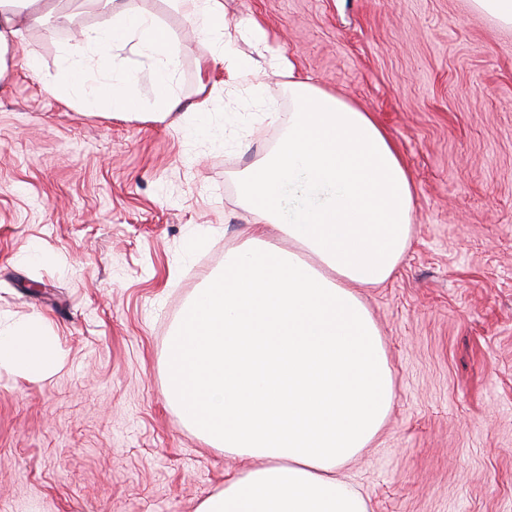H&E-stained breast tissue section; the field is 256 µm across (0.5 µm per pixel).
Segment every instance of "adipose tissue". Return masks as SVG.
<instances>
[{
    "label": "adipose tissue",
    "instance_id": "obj_1",
    "mask_svg": "<svg viewBox=\"0 0 512 512\" xmlns=\"http://www.w3.org/2000/svg\"><path fill=\"white\" fill-rule=\"evenodd\" d=\"M36 0H0V52L38 21ZM104 27L81 32L98 50L137 37L157 57L151 85L159 112L179 111L177 48L149 15L104 0ZM217 42L231 78L261 93L290 70L237 55L223 0H175ZM54 85L90 107L136 114L130 80L78 66ZM283 138L246 169L239 191L254 215L245 247L229 250L224 272L193 300L171 338L167 392L185 420L216 448L261 459L225 480L198 512H367L340 472L374 438L393 391L378 329L356 289L390 279L411 233L414 191L385 131L366 112L304 82ZM274 228L287 247L265 234ZM60 353L29 322L0 336V366L27 377L51 373Z\"/></svg>",
    "mask_w": 512,
    "mask_h": 512
}]
</instances>
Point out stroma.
I'll return each mask as SVG.
<instances>
[{
	"label": "stroma",
	"mask_w": 512,
	"mask_h": 512,
	"mask_svg": "<svg viewBox=\"0 0 512 512\" xmlns=\"http://www.w3.org/2000/svg\"><path fill=\"white\" fill-rule=\"evenodd\" d=\"M292 63L260 95L229 81L173 0H126L179 49L180 112L154 116L155 58L112 47L143 112H91L52 80L91 58L96 0H57L0 79V333L39 320L62 354L26 379L0 366V512H197L253 459L211 447L165 394L189 303L250 237L242 172L284 133L289 81L370 113L414 184L407 251L359 295L393 402L340 472L368 512H512V28L471 0H223ZM70 17L56 21L57 13ZM207 88L209 99L199 90ZM204 110H197L198 101Z\"/></svg>",
	"instance_id": "35a3bbf8"
}]
</instances>
